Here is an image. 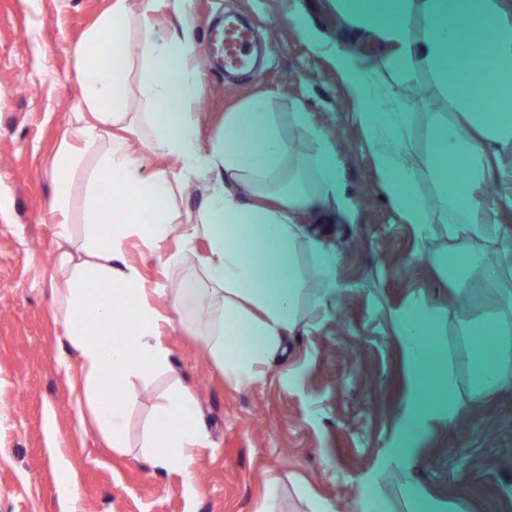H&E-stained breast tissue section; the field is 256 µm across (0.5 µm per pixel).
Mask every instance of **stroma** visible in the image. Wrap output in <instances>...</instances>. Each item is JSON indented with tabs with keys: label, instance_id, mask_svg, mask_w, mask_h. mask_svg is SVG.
Returning a JSON list of instances; mask_svg holds the SVG:
<instances>
[{
	"label": "stroma",
	"instance_id": "stroma-1",
	"mask_svg": "<svg viewBox=\"0 0 512 512\" xmlns=\"http://www.w3.org/2000/svg\"><path fill=\"white\" fill-rule=\"evenodd\" d=\"M111 0H0V512H252L270 479L278 481L280 512H302L296 484L352 512L376 485L401 512L400 470L386 452L409 391L408 367L394 318L412 300L438 305L448 286L418 253L441 246L400 223L379 189L364 146L355 104L337 79L329 49L344 20L336 0H193L202 103V145L224 134L227 113L255 98L276 112L301 105L313 126L338 143L350 217L328 211L300 223L332 244L339 288L333 305L288 336V349L263 378L240 384L219 371L198 334V312L163 307V337L171 368L138 382L128 412V446L108 448L73 384L82 376L64 334L54 285L65 273L61 251L79 253L84 177L110 136L125 132L134 148L150 136V103L140 92L146 33L128 36L125 104L105 124L83 167L71 175V241L51 220L52 163L75 122L82 97L76 46L97 28ZM233 13L247 19L262 50L259 68L225 75L212 60V27ZM412 111L416 150L429 142L433 114L454 112L432 74L416 71L401 85ZM179 233L162 249L140 241L125 254L146 287L188 286L200 276L208 244L177 266ZM181 383L196 397L208 445L192 475L159 471L140 455L144 428L162 395ZM464 425L432 430L415 443L411 471L420 487L449 512H512V388L464 415Z\"/></svg>",
	"mask_w": 512,
	"mask_h": 512
}]
</instances>
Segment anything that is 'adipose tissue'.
Masks as SVG:
<instances>
[{
  "label": "adipose tissue",
  "mask_w": 512,
  "mask_h": 512,
  "mask_svg": "<svg viewBox=\"0 0 512 512\" xmlns=\"http://www.w3.org/2000/svg\"><path fill=\"white\" fill-rule=\"evenodd\" d=\"M351 30L372 33L384 47L383 65L392 77L379 87L373 71L344 48H336V77L357 104L356 118L372 154L379 187L399 221L421 237L443 232L444 252L428 254L452 293L463 294L479 280L491 303L474 319H460L452 347L442 344L443 323L455 308L412 301L394 320L409 368L410 392L397 425L402 440L391 459L409 469L413 450L404 435L457 421L469 408L512 383V249L496 220L498 207H512V108L477 106L480 89L512 87V14L497 0H337ZM190 0H172L179 27L155 29L148 4L132 10L128 0H112L99 31L77 47V105L74 142H63L55 161L56 196L51 211L60 238L70 239V177L82 154L77 142L93 143L98 125L123 105L129 30L148 33L143 51L142 90L153 106L152 136L143 150L159 152L179 165V177L216 174L205 209L181 220L172 201L174 179L147 171L142 151L128 138L113 136L85 176L83 224L85 258L69 253L57 261L67 277L56 292L65 334L84 370L81 395L109 447L126 445L127 413L137 399L135 385L167 371V320L160 303L181 308L202 300L203 341L215 363L240 383L256 381L299 327L305 309L327 307L338 282L331 247L296 221L334 210L350 214L343 171L334 142L311 131L312 147L299 155L285 137L281 116L255 99L224 121L223 137L202 148L194 118L202 89L196 77L195 33ZM422 29L413 33L410 14ZM491 36L489 50L476 45L479 32ZM429 69L460 111L451 121L436 119L426 151L414 153L408 138L410 105L398 81ZM93 121H85V114ZM429 181L434 199L419 191ZM249 190L241 201L237 188ZM184 245L204 237L199 259L201 288L168 294L145 287L125 257L128 241L161 248L175 225ZM491 248L494 259L461 250V243ZM308 255L323 281L308 288L298 265ZM197 403L185 387L174 386L147 424L142 455L158 470L190 473L199 448L208 443Z\"/></svg>",
  "instance_id": "obj_1"
}]
</instances>
